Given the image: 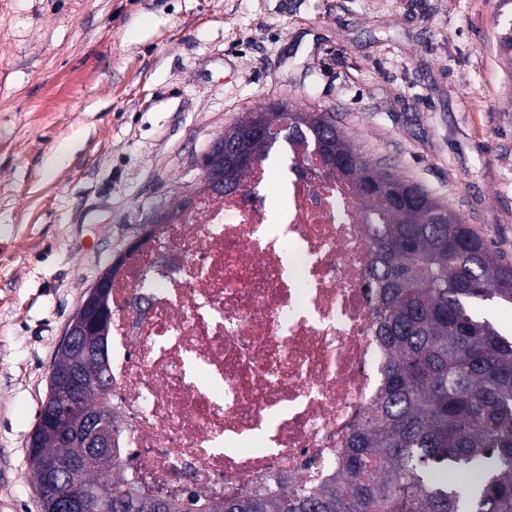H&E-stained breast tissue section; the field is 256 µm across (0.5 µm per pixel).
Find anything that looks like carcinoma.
Returning <instances> with one entry per match:
<instances>
[{
	"instance_id": "1",
	"label": "carcinoma",
	"mask_w": 512,
	"mask_h": 512,
	"mask_svg": "<svg viewBox=\"0 0 512 512\" xmlns=\"http://www.w3.org/2000/svg\"><path fill=\"white\" fill-rule=\"evenodd\" d=\"M266 125L238 142L253 163L272 147ZM288 142L315 143L317 112H290ZM358 164L337 174L348 181L369 226L377 333L390 356L382 381L340 461L346 481L296 489L273 499L241 495L210 512H512V337L478 316L486 302L512 306V266L448 208L419 186L370 163L341 128L329 147ZM43 457L66 454L53 424L42 420ZM40 500L52 478L30 462ZM91 465L84 480L112 488V510L136 503L140 512H184L167 499L147 501Z\"/></svg>"
}]
</instances>
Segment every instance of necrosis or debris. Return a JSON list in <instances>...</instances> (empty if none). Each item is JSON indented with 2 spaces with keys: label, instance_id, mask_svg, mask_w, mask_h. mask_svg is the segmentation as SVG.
<instances>
[{
  "label": "necrosis or debris",
  "instance_id": "necrosis-or-debris-1",
  "mask_svg": "<svg viewBox=\"0 0 512 512\" xmlns=\"http://www.w3.org/2000/svg\"><path fill=\"white\" fill-rule=\"evenodd\" d=\"M274 236L249 186L154 225L112 276L109 403L121 479L147 497L275 495L339 482L381 383L368 226L351 186L294 145Z\"/></svg>",
  "mask_w": 512,
  "mask_h": 512
}]
</instances>
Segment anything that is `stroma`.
<instances>
[{
	"instance_id": "stroma-1",
	"label": "stroma",
	"mask_w": 512,
	"mask_h": 512,
	"mask_svg": "<svg viewBox=\"0 0 512 512\" xmlns=\"http://www.w3.org/2000/svg\"><path fill=\"white\" fill-rule=\"evenodd\" d=\"M506 19L500 0H0V512H42L28 446L70 317L250 113H332L512 265Z\"/></svg>"
}]
</instances>
